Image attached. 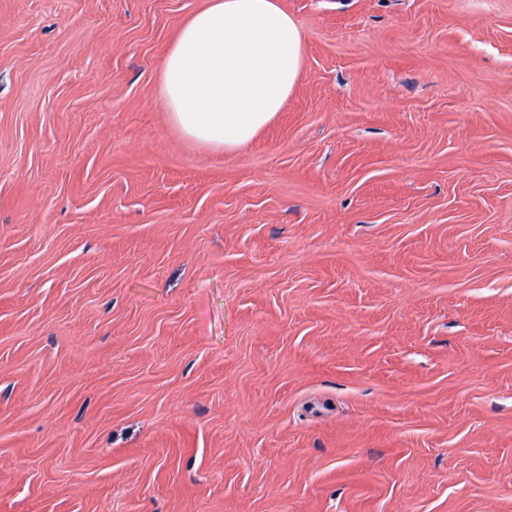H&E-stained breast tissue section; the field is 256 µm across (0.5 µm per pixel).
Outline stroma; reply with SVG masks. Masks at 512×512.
<instances>
[{"label":"stroma","mask_w":512,"mask_h":512,"mask_svg":"<svg viewBox=\"0 0 512 512\" xmlns=\"http://www.w3.org/2000/svg\"><path fill=\"white\" fill-rule=\"evenodd\" d=\"M204 2L0 0V512H512V0H281L231 155ZM166 48L161 92L189 141L231 154L281 112L298 82L304 35L280 0H207Z\"/></svg>","instance_id":"1"}]
</instances>
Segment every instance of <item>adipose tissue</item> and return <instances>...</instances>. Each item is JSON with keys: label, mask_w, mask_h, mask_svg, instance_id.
Masks as SVG:
<instances>
[{"label": "adipose tissue", "mask_w": 512, "mask_h": 512, "mask_svg": "<svg viewBox=\"0 0 512 512\" xmlns=\"http://www.w3.org/2000/svg\"><path fill=\"white\" fill-rule=\"evenodd\" d=\"M304 35L280 0H207L166 48L161 92L189 141L233 153L281 112L298 82Z\"/></svg>", "instance_id": "adipose-tissue-1"}]
</instances>
